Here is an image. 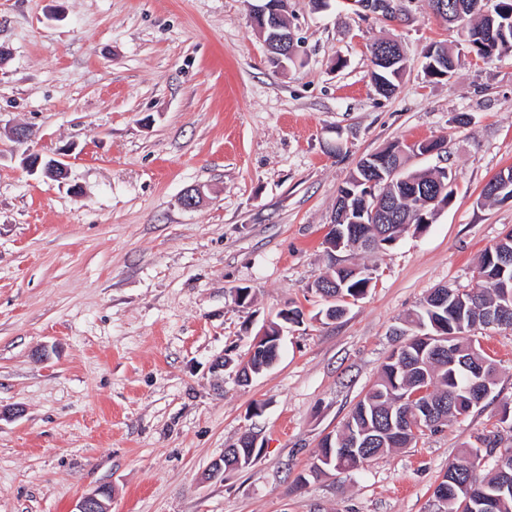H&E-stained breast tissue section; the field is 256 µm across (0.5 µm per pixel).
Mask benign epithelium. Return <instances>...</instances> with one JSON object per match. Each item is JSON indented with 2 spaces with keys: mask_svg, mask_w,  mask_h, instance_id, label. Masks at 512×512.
Returning a JSON list of instances; mask_svg holds the SVG:
<instances>
[{
  "mask_svg": "<svg viewBox=\"0 0 512 512\" xmlns=\"http://www.w3.org/2000/svg\"><path fill=\"white\" fill-rule=\"evenodd\" d=\"M432 10L439 17L448 20V26H453L462 16V11L455 13L448 12L447 0H433ZM288 11V0H259V4L252 10V25L254 30L258 31L265 39V45L272 51L271 58L280 66L284 67L288 60L296 59L299 51V40L295 33L289 27L281 25V18ZM378 56V62L384 67L399 68L405 67L404 49L396 42L388 44V51L375 49ZM22 163L30 172L41 173L44 177L53 181L63 182L68 178V167L65 163L55 158H44L39 154L24 152ZM365 168L374 170L380 174V177L387 178V183H392L400 169L393 168L384 158L367 156L363 159ZM375 181L365 183L366 190L360 191V183L344 188L343 194L339 196L338 206L342 207V214L350 217V226L342 228L334 224L330 225L333 230L331 239L337 242V249L349 250L353 247V230L356 224H380L390 217L395 211L397 200L395 196H377L372 186ZM281 335L283 331H278V335H267V329H262L256 339L253 341L250 353L277 354L280 347ZM491 386L488 381L480 379L476 381L468 391V405L473 408L481 405L484 399L490 394ZM439 407L432 401L420 405L419 410L415 411L414 424L420 430L436 424ZM512 492V487L506 485L497 489V494H489L485 490L478 491L472 499L471 509H483L485 505L494 500L503 497V494ZM110 497L105 491H98L83 497L78 505L77 512H111Z\"/></svg>",
  "mask_w": 512,
  "mask_h": 512,
  "instance_id": "benign-epithelium-1",
  "label": "benign epithelium"
}]
</instances>
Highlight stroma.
I'll list each match as a JSON object with an SVG mask.
<instances>
[{
  "mask_svg": "<svg viewBox=\"0 0 512 512\" xmlns=\"http://www.w3.org/2000/svg\"><path fill=\"white\" fill-rule=\"evenodd\" d=\"M255 0H0V512H73L109 489L112 512H445L434 489L459 451L512 404V329L477 333L498 384L470 413L358 470L308 478L395 346L392 329L433 289L471 287L512 230L486 203L512 167V54L485 63L427 0H289L301 41L278 67L251 25ZM408 66L378 91L371 47ZM457 46L451 79L423 51ZM26 128V144L13 128ZM443 138L453 200L376 254L329 253L339 187L394 141ZM65 162L59 183L24 150ZM203 188L195 209L186 190ZM377 279L335 321L313 288L331 263ZM250 290L248 304L235 299ZM296 308L269 370L238 385L217 357H247ZM261 452L210 478L244 433Z\"/></svg>",
  "mask_w": 512,
  "mask_h": 512,
  "instance_id": "obj_1",
  "label": "stroma"
}]
</instances>
